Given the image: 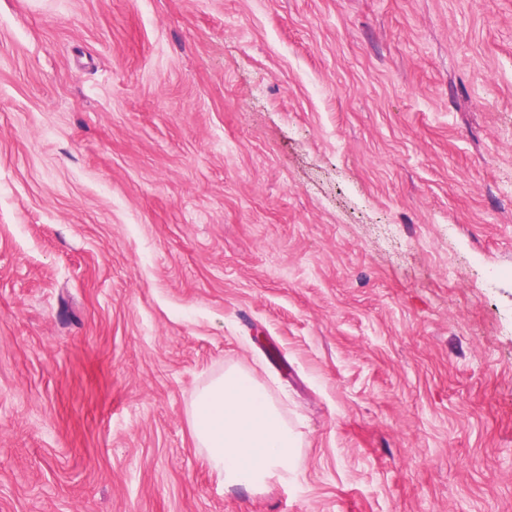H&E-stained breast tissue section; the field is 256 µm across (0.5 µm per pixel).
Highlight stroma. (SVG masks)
<instances>
[{"label": "stroma", "instance_id": "35a3bbf8", "mask_svg": "<svg viewBox=\"0 0 512 512\" xmlns=\"http://www.w3.org/2000/svg\"><path fill=\"white\" fill-rule=\"evenodd\" d=\"M0 512H512V0H0ZM188 412L196 445L225 487L258 491L295 477V428L248 373L229 368L211 378L194 393Z\"/></svg>", "mask_w": 512, "mask_h": 512}]
</instances>
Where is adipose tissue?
<instances>
[{
    "instance_id": "1",
    "label": "adipose tissue",
    "mask_w": 512,
    "mask_h": 512,
    "mask_svg": "<svg viewBox=\"0 0 512 512\" xmlns=\"http://www.w3.org/2000/svg\"><path fill=\"white\" fill-rule=\"evenodd\" d=\"M188 412L196 445L225 486L258 491L295 477L296 431L248 373L229 368L211 378L194 393Z\"/></svg>"
}]
</instances>
